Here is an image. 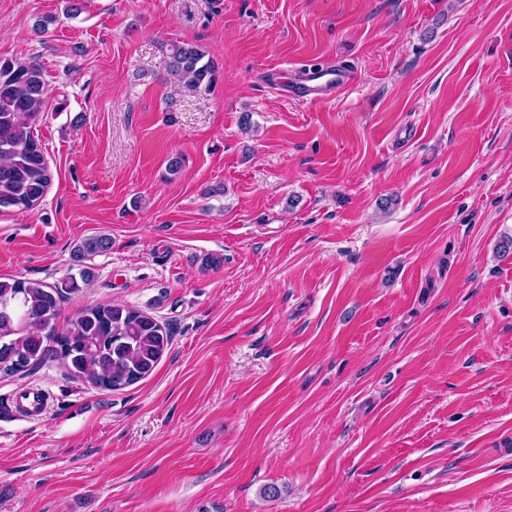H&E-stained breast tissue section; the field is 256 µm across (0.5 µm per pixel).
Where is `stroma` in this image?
Listing matches in <instances>:
<instances>
[{
	"mask_svg": "<svg viewBox=\"0 0 512 512\" xmlns=\"http://www.w3.org/2000/svg\"><path fill=\"white\" fill-rule=\"evenodd\" d=\"M81 3L0 0L53 175L0 213V276L109 237L56 326L112 301L172 342L118 391L0 378L49 393L0 420V512H512V0ZM332 61L329 98L267 80ZM205 53L189 43L172 45L170 73L180 83L208 91L216 80L214 64L205 59Z\"/></svg>",
	"mask_w": 512,
	"mask_h": 512,
	"instance_id": "35a3bbf8",
	"label": "stroma"
}]
</instances>
